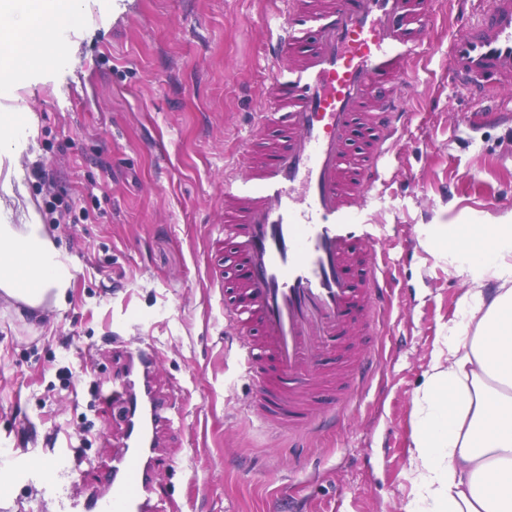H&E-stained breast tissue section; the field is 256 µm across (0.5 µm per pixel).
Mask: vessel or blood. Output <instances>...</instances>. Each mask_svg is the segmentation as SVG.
Listing matches in <instances>:
<instances>
[{
    "label": "vessel or blood",
    "mask_w": 512,
    "mask_h": 512,
    "mask_svg": "<svg viewBox=\"0 0 512 512\" xmlns=\"http://www.w3.org/2000/svg\"><path fill=\"white\" fill-rule=\"evenodd\" d=\"M452 2L460 30L448 77L484 108L512 89V0H493L483 15ZM287 13L269 54H292L290 69L274 75L271 111L258 113L224 173V321L255 382L249 411L311 438L345 416L374 371L370 350L351 340L375 333L391 270L363 212L399 149L406 113L395 88L412 76L433 0H288ZM156 363L150 345L130 350L112 390L124 422L104 470L112 493L85 499L80 512H149L163 467L157 436L169 422L151 384Z\"/></svg>",
    "instance_id": "obj_1"
}]
</instances>
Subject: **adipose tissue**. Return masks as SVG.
<instances>
[{
	"instance_id": "obj_1",
	"label": "adipose tissue",
	"mask_w": 512,
	"mask_h": 512,
	"mask_svg": "<svg viewBox=\"0 0 512 512\" xmlns=\"http://www.w3.org/2000/svg\"><path fill=\"white\" fill-rule=\"evenodd\" d=\"M73 0H0V85L45 60ZM425 249L466 287L413 396L408 512H512V212L442 224ZM73 275L37 218L0 224V294L62 304Z\"/></svg>"
}]
</instances>
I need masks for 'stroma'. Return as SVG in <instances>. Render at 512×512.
<instances>
[{
  "label": "stroma",
  "mask_w": 512,
  "mask_h": 512,
  "mask_svg": "<svg viewBox=\"0 0 512 512\" xmlns=\"http://www.w3.org/2000/svg\"><path fill=\"white\" fill-rule=\"evenodd\" d=\"M276 10L76 0L44 66L0 89L22 129L0 142V217L17 224L33 206L74 275L63 305L0 302V512H78L107 492L89 463L113 453L123 418L101 394L144 340L174 414L156 512H406L413 393L464 288L421 242L436 225L512 211V90L501 118L472 114L448 82L456 11L438 0L401 88L402 152L367 211L392 235L394 294L368 339L380 371L334 433L273 434L246 411L253 381L224 358V289L209 269L224 171L275 70Z\"/></svg>",
  "instance_id": "stroma-1"
}]
</instances>
